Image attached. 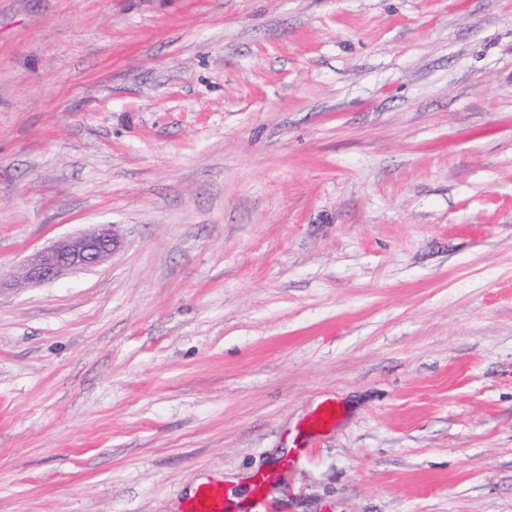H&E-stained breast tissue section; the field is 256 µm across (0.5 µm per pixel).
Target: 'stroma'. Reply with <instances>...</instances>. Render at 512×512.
<instances>
[{
    "instance_id": "35a3bbf8",
    "label": "stroma",
    "mask_w": 512,
    "mask_h": 512,
    "mask_svg": "<svg viewBox=\"0 0 512 512\" xmlns=\"http://www.w3.org/2000/svg\"><path fill=\"white\" fill-rule=\"evenodd\" d=\"M100 224L0 512H512V0H0V273ZM188 512H222L224 510V487L214 482L201 488L189 504Z\"/></svg>"
}]
</instances>
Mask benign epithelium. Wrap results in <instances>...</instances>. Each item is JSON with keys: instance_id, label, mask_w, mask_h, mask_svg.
I'll list each match as a JSON object with an SVG mask.
<instances>
[{"instance_id": "7a95c632", "label": "benign epithelium", "mask_w": 512, "mask_h": 512, "mask_svg": "<svg viewBox=\"0 0 512 512\" xmlns=\"http://www.w3.org/2000/svg\"><path fill=\"white\" fill-rule=\"evenodd\" d=\"M120 246V237L112 224L62 239L20 265L11 278L15 285L41 284L57 279L68 271L96 267Z\"/></svg>"}]
</instances>
